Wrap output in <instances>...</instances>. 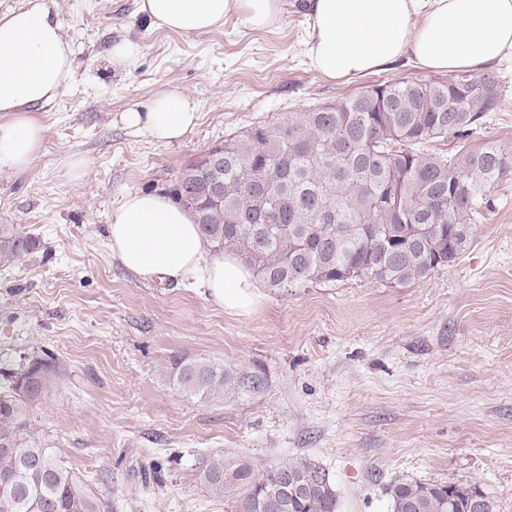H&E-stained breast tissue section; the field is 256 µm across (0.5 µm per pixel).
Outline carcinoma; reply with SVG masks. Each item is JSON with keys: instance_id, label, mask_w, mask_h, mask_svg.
Masks as SVG:
<instances>
[{"instance_id": "1", "label": "carcinoma", "mask_w": 512, "mask_h": 512, "mask_svg": "<svg viewBox=\"0 0 512 512\" xmlns=\"http://www.w3.org/2000/svg\"><path fill=\"white\" fill-rule=\"evenodd\" d=\"M502 102L493 76L446 81L400 78L334 103L258 125L227 139L219 159L204 154L177 178L173 196L213 252L240 257L279 294L309 284L369 279L404 287L450 265L464 248L486 192L512 170L495 148L459 158L422 145L464 138ZM38 240L0 225V261L33 252ZM54 364L35 360L5 373L0 391V512H112L87 493L30 417L46 397ZM172 380L192 396L221 397L224 367L176 357ZM328 473L310 460L263 471L217 455L200 478L242 512H338ZM391 512H484L479 488L398 478L385 487Z\"/></svg>"}]
</instances>
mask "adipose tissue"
Masks as SVG:
<instances>
[{
    "label": "adipose tissue",
    "instance_id": "1",
    "mask_svg": "<svg viewBox=\"0 0 512 512\" xmlns=\"http://www.w3.org/2000/svg\"><path fill=\"white\" fill-rule=\"evenodd\" d=\"M312 67L330 79H353L412 59L434 73H483L512 56V0H308ZM152 25L183 35L223 25L229 14L273 26L282 0H138ZM75 51L47 0L0 16V174L29 170L43 127L33 108L55 101L71 82ZM124 119L158 143L182 138L197 112L180 90L160 93L146 111ZM112 253L142 280L200 277L210 300L228 312L258 298L251 272L236 259L209 254L192 216L167 196L128 195L110 219Z\"/></svg>",
    "mask_w": 512,
    "mask_h": 512
}]
</instances>
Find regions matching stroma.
I'll use <instances>...</instances> for the list:
<instances>
[{
	"mask_svg": "<svg viewBox=\"0 0 512 512\" xmlns=\"http://www.w3.org/2000/svg\"><path fill=\"white\" fill-rule=\"evenodd\" d=\"M51 4L74 45V79L33 112L45 133L32 167L0 175V225L40 241L0 264V386L6 372L54 358L36 416L84 489L112 494L115 512H239L201 482L203 459L264 469L303 458L328 472L339 512H390L385 487L399 476L471 484L512 512V171L490 188L493 208L456 261L403 288L263 287L233 314L194 281H143L108 242L127 195L168 194L225 139L423 71L405 59L348 81L320 75L302 0H285L274 27L231 14L192 36L151 26L137 0ZM124 38L142 53L112 66ZM493 74L500 108L428 150L512 155V57ZM170 87L199 115L183 138L160 144L125 124ZM71 155L86 161L81 178L63 164ZM176 356L224 366L233 389L184 393L170 378Z\"/></svg>",
	"mask_w": 512,
	"mask_h": 512,
	"instance_id": "1",
	"label": "stroma"
}]
</instances>
